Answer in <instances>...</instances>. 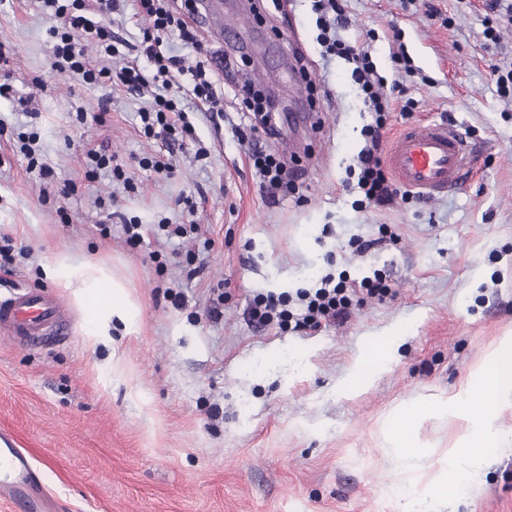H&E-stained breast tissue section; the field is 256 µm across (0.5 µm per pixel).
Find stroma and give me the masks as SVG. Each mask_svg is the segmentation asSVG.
<instances>
[{
	"mask_svg": "<svg viewBox=\"0 0 512 512\" xmlns=\"http://www.w3.org/2000/svg\"><path fill=\"white\" fill-rule=\"evenodd\" d=\"M342 3L343 39L365 44L389 79L401 32L413 104L395 112L393 127L457 126L474 157L458 187L432 200L403 189L386 206L356 207L348 184L367 119L350 67L317 41L311 0L249 21L239 48L198 25L209 50L228 59L224 112L190 113L192 134L168 177L139 165L155 148L140 132L143 99L58 74L51 20L28 0H0V46L10 52L0 77L12 87L0 96V234L23 250L0 272V300L41 288L71 318L66 333L35 348L0 336V434L31 454L59 512H401V488L429 496L446 473L447 451L465 434L459 423H425L414 470L397 464L388 432L401 406L447 398L512 332V100L489 68L512 58V27L486 44L484 0H440V19L427 0ZM293 41L303 77L281 59ZM254 83L277 99L281 135L269 147L294 169L276 205L234 132L255 120L240 93ZM105 100L103 124L77 121ZM22 132L36 133L48 179L19 152ZM292 138L299 147L290 152ZM90 143L119 157L133 191L106 172L86 179ZM182 196L198 230L180 238L159 221L180 223ZM130 219L142 226L137 249L122 231ZM359 237L371 248L358 249ZM58 253L111 266L137 304L133 324L113 322L105 340L85 342L91 306L43 271ZM376 273L389 295L363 297L317 328L251 318L257 294ZM216 302L217 321L208 315ZM385 332L397 339L385 369L337 393ZM444 512H512V447L498 449Z\"/></svg>",
	"mask_w": 512,
	"mask_h": 512,
	"instance_id": "obj_1",
	"label": "stroma"
}]
</instances>
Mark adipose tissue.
<instances>
[{"mask_svg":"<svg viewBox=\"0 0 512 512\" xmlns=\"http://www.w3.org/2000/svg\"><path fill=\"white\" fill-rule=\"evenodd\" d=\"M46 275L69 290L74 300L86 303L97 296L108 301L97 308L85 330L88 343H96L107 335L112 321L132 324L136 306L129 299L124 284L110 270L92 262H73L59 254L45 266ZM512 406V336L501 337L490 348L474 373L471 382L443 401L418 400L403 406L397 413L391 441L403 461H410L421 446L418 431L429 420L448 417L463 421L467 432L448 450V466L452 480H440V501L457 494L463 481L479 471L496 448L504 447L499 425L503 408Z\"/></svg>","mask_w":512,"mask_h":512,"instance_id":"obj_1","label":"adipose tissue"}]
</instances>
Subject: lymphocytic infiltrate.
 <instances>
[{
    "label": "lymphocytic infiltrate",
    "mask_w": 512,
    "mask_h": 512,
    "mask_svg": "<svg viewBox=\"0 0 512 512\" xmlns=\"http://www.w3.org/2000/svg\"><path fill=\"white\" fill-rule=\"evenodd\" d=\"M40 11L50 17L61 19V26L52 28V67L60 74L81 75L85 84L92 86L115 84L128 94H140L150 84L158 83L162 94L156 95L149 106L141 111V131L145 137H153L156 130L169 132L161 153L143 159L144 168L157 173H171V152L179 143L173 137L175 128L172 116L177 112L178 98L169 96L171 88L181 85L184 74L182 61L169 52L171 37H178L191 47L198 56L194 68L193 83L185 89L186 96L196 100L203 110L214 111L217 104V86L209 56L193 27L199 12V0H183L182 11L170 9L168 0H132L137 17L145 21L139 43L140 54L152 67V74H145V67L137 61H125L121 47L124 43L109 22L117 9L115 0H33ZM317 15L319 38L327 54L345 61L352 68L351 76L358 87L366 112L371 117L361 133L365 144L357 157L356 189L361 202L368 207H382L392 201L397 193L382 162L383 139L391 126L393 114L392 95L398 92L402 77L388 80L381 76L368 51L357 48L337 36L338 28L347 26L348 20L339 0H313ZM93 45L95 57H88L86 45ZM279 133L271 117L262 116L260 128L254 129L247 159L256 172L270 187L285 184V163L275 154L269 153L266 141ZM372 296H385L391 287L382 278H364L360 284L338 281L325 277L315 291L302 292L303 310L294 312L286 307V295H260L254 300L253 317L257 323L293 326L303 330L319 326L321 320L347 315L354 297L359 291Z\"/></svg>",
    "instance_id": "lymphocytic-infiltrate-1"
}]
</instances>
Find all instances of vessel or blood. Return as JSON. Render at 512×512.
Wrapping results in <instances>:
<instances>
[{
  "mask_svg": "<svg viewBox=\"0 0 512 512\" xmlns=\"http://www.w3.org/2000/svg\"><path fill=\"white\" fill-rule=\"evenodd\" d=\"M386 165L403 187L426 198L452 188L468 162L463 138L454 125L428 123L403 128L390 142ZM67 328L63 306L46 290L24 289L0 301V331L28 347ZM0 499L24 512H55L56 502L37 476L29 455L11 436H0Z\"/></svg>",
  "mask_w": 512,
  "mask_h": 512,
  "instance_id": "obj_1",
  "label": "vessel or blood"
}]
</instances>
